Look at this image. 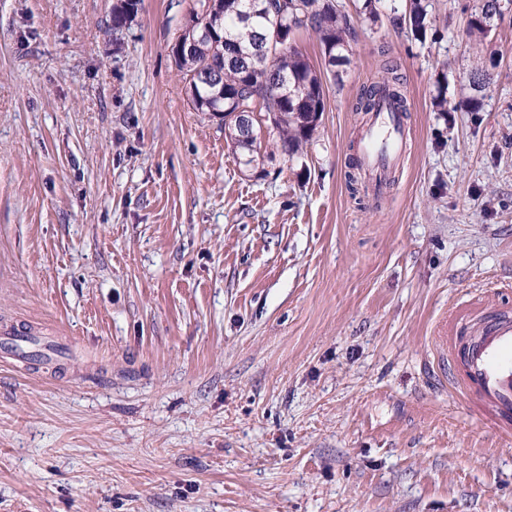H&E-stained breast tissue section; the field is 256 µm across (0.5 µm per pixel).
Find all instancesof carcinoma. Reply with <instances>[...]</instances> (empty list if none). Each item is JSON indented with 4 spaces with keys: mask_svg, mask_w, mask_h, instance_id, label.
Masks as SVG:
<instances>
[{
    "mask_svg": "<svg viewBox=\"0 0 512 512\" xmlns=\"http://www.w3.org/2000/svg\"><path fill=\"white\" fill-rule=\"evenodd\" d=\"M139 2L120 0L113 6L112 30L118 32L133 22ZM511 5L512 0H483L480 11L468 20V32L488 35L494 19L502 18ZM427 15L426 0H407L404 14L395 20L409 24L413 35L422 40ZM307 27L318 34L328 63L344 60L341 51L347 46L350 19L334 0H208L206 14L196 15L195 26L182 33L191 51L172 53L193 107L219 118L225 140L247 172L259 160L261 131L292 157L317 129L325 109L322 82L291 42L295 30ZM270 46L271 66L256 62L257 52ZM385 97L407 111L396 76L365 88L356 110L369 112ZM255 111L271 115L272 125L256 128L252 136L240 128L232 113Z\"/></svg>",
    "mask_w": 512,
    "mask_h": 512,
    "instance_id": "obj_1",
    "label": "carcinoma"
}]
</instances>
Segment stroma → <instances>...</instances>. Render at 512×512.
<instances>
[{"instance_id": "1", "label": "stroma", "mask_w": 512, "mask_h": 512, "mask_svg": "<svg viewBox=\"0 0 512 512\" xmlns=\"http://www.w3.org/2000/svg\"><path fill=\"white\" fill-rule=\"evenodd\" d=\"M0 0V512H512V436L437 339L512 307V11L428 0L416 39L357 0L325 110L242 172L171 44L197 0ZM397 66L409 149L350 190L360 90ZM493 81L480 111L469 77ZM447 111H437L436 95ZM140 0H120L112 8V30L119 32L122 28L130 25L137 12ZM504 1V4L501 2ZM507 5V6H506ZM512 5L511 0H483L480 11L471 14L468 20L467 30L469 33H479L487 36L493 29L494 19H501L504 11ZM0 335L4 336L8 340L10 349L8 350L9 355L14 357H24L25 344L30 341L27 336H34L33 333L24 329H16L14 326H3L0 328Z\"/></svg>"}]
</instances>
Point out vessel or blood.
<instances>
[{
	"instance_id": "obj_1",
	"label": "vessel or blood",
	"mask_w": 512,
	"mask_h": 512,
	"mask_svg": "<svg viewBox=\"0 0 512 512\" xmlns=\"http://www.w3.org/2000/svg\"><path fill=\"white\" fill-rule=\"evenodd\" d=\"M407 147L405 118L391 101H383L360 133L357 166L367 189L378 193ZM448 360L460 362L452 382L475 399L480 415L501 432L512 433V315L489 317L467 342H459L456 320L448 322Z\"/></svg>"
}]
</instances>
